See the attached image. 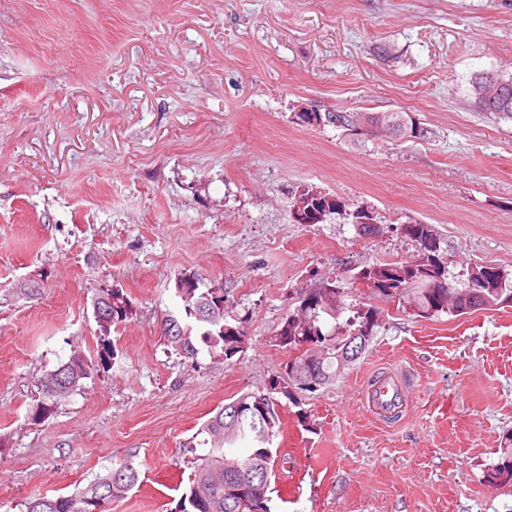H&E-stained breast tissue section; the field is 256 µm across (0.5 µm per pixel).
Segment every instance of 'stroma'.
<instances>
[{
  "label": "stroma",
  "mask_w": 512,
  "mask_h": 512,
  "mask_svg": "<svg viewBox=\"0 0 512 512\" xmlns=\"http://www.w3.org/2000/svg\"><path fill=\"white\" fill-rule=\"evenodd\" d=\"M491 70L512 75V0H0V512L127 456L140 483L111 512H176L184 444L269 391L298 291L416 261L402 225H433L451 272L512 274V121L469 97ZM305 107L407 112L428 135L357 148L295 123ZM306 187L380 233L294 223ZM186 274L243 327L232 357L167 350ZM28 281L39 294L19 298ZM112 288L131 313L104 341L93 304ZM359 294L380 312L366 353L279 401L273 512H512V482L493 477L512 433V307L418 320ZM76 350L92 376L33 420L40 382ZM400 369L402 415L376 420L362 392Z\"/></svg>",
  "instance_id": "35a3bbf8"
}]
</instances>
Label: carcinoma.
<instances>
[{
    "label": "carcinoma",
    "instance_id": "carcinoma-1",
    "mask_svg": "<svg viewBox=\"0 0 512 512\" xmlns=\"http://www.w3.org/2000/svg\"><path fill=\"white\" fill-rule=\"evenodd\" d=\"M472 88L483 92L471 93L473 103L480 112H490L501 119L512 120V100L503 99V91L512 97V77L498 76L488 83L480 78ZM299 123L310 126H336V113L297 112ZM401 123L390 132L398 137L415 138L421 134L416 122L406 112L395 113ZM303 207L293 212L296 224H320L333 214L351 217V223L361 235L371 236L376 226L360 224L357 219L370 213L348 205L338 198L305 189L301 193ZM403 233L419 248V258L411 264L376 263L363 267L343 286L338 279L325 280L322 285L330 288L324 302L316 307L305 306L299 297V308L304 314L293 311L284 317L275 330L274 341L288 350L285 367L288 373L302 376L308 371L303 358L292 357L306 342L320 343L327 352L316 358L315 369L326 384L333 383L343 372L338 359L355 347L353 359L361 357L379 326V312L372 306L360 307L346 302L348 291L359 285L369 286L375 281L382 292L395 290L392 297L403 300L413 311V316L431 319L442 313L453 316L472 314L481 310L512 307V277L501 268L488 262H473L457 274L448 270V262L440 254V239L431 224H405ZM341 292V307H336V292ZM182 302L181 314L167 313L161 322L166 345L180 357L194 360L199 353L192 340L193 325H201L202 341L213 353L224 355L244 331L227 323L224 310V292L201 291L199 288L176 289ZM97 302L106 308L109 321L98 324L99 333L107 337L111 328L124 322L129 315L128 300L118 288L98 296ZM347 318H342L343 314ZM92 363L73 353L41 382L42 399L30 408L35 420H41L49 411L48 402L54 403L75 394L88 378ZM238 418L237 432L224 431V424ZM281 420L276 401L266 393H251L234 399L209 417L201 427L207 438L198 443L183 445L184 464L190 469L188 490L182 495L179 512H271V488H266L264 505L254 507L243 497L245 485L241 482L248 471L275 473L276 457L272 445L278 435ZM248 439L252 447L234 454L227 448ZM139 469L134 460L126 457L112 461L106 473L96 476L84 488L71 495L50 496L38 494L24 502L25 512H110L113 501L124 497L139 483ZM496 478L512 481V434L505 438L501 462L496 465Z\"/></svg>",
    "mask_w": 512,
    "mask_h": 512
}]
</instances>
